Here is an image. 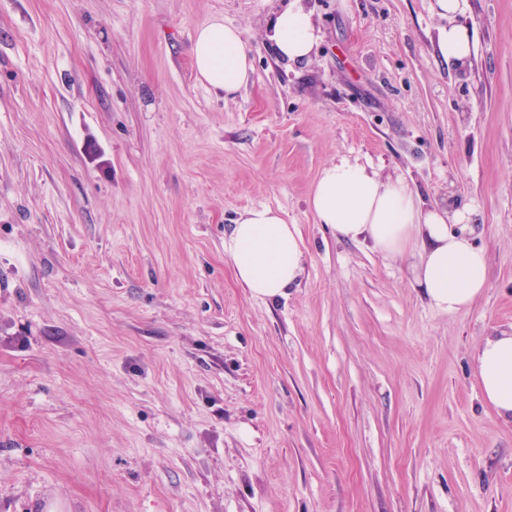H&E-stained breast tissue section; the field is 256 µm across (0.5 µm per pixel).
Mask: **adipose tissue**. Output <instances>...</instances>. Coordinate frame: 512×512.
<instances>
[{
  "instance_id": "obj_1",
  "label": "adipose tissue",
  "mask_w": 512,
  "mask_h": 512,
  "mask_svg": "<svg viewBox=\"0 0 512 512\" xmlns=\"http://www.w3.org/2000/svg\"><path fill=\"white\" fill-rule=\"evenodd\" d=\"M268 38L288 62L309 61L317 35L310 15L291 4L272 21ZM198 78L231 97L248 83L252 70L243 29L215 18L199 27L191 50ZM310 205L319 223L337 237L367 241L386 257L416 255L414 282L434 308L467 310L488 286L487 256L471 241L475 210L447 214L425 207L410 185L382 180L345 157L325 165ZM236 280L251 295L275 299L297 287L305 252L295 225L279 211L261 206L244 211L224 241ZM480 388L500 417L512 419V334L492 336L476 353Z\"/></svg>"
}]
</instances>
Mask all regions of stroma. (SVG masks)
<instances>
[{"mask_svg":"<svg viewBox=\"0 0 512 512\" xmlns=\"http://www.w3.org/2000/svg\"><path fill=\"white\" fill-rule=\"evenodd\" d=\"M293 1L301 65L266 34ZM433 4L0 0V512H512L475 359L512 332V0ZM216 17L251 48L228 99L190 56ZM341 157L476 210L467 311L317 222ZM261 205L306 255L274 301L224 251ZM268 39L281 58L297 64L310 60L317 35L310 15L293 3L271 22ZM438 46L445 60L462 64L472 53L473 40L467 27L448 26L441 31Z\"/></svg>","mask_w":512,"mask_h":512,"instance_id":"35a3bbf8","label":"stroma"}]
</instances>
